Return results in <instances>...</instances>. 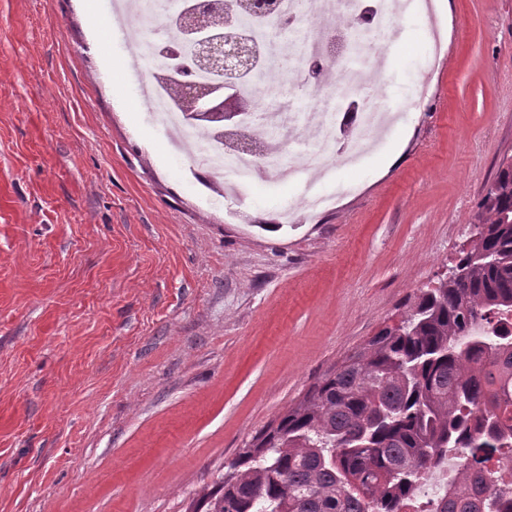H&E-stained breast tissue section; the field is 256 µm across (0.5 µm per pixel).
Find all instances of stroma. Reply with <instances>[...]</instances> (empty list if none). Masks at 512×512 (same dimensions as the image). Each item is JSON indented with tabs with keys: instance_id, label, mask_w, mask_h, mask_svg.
<instances>
[{
	"instance_id": "1",
	"label": "stroma",
	"mask_w": 512,
	"mask_h": 512,
	"mask_svg": "<svg viewBox=\"0 0 512 512\" xmlns=\"http://www.w3.org/2000/svg\"><path fill=\"white\" fill-rule=\"evenodd\" d=\"M399 161L278 227L204 195L93 0H0V512H186L471 247L512 156V0H450Z\"/></svg>"
}]
</instances>
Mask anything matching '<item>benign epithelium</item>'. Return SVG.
Here are the masks:
<instances>
[{
	"mask_svg": "<svg viewBox=\"0 0 512 512\" xmlns=\"http://www.w3.org/2000/svg\"><path fill=\"white\" fill-rule=\"evenodd\" d=\"M255 21L273 19L278 13V0H242ZM219 7L224 26L233 32L216 34L203 22L204 14ZM169 19L184 29L187 51L201 68L215 74L207 85H180L182 107L201 123H218L232 130L241 115L249 111L247 99L239 93L242 80L251 75L261 61V46L252 32L239 28V17L224 0H198L181 6Z\"/></svg>",
	"mask_w": 512,
	"mask_h": 512,
	"instance_id": "1",
	"label": "benign epithelium"
}]
</instances>
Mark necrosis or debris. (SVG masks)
<instances>
[{
	"instance_id": "necrosis-or-debris-1",
	"label": "necrosis or debris",
	"mask_w": 512,
	"mask_h": 512,
	"mask_svg": "<svg viewBox=\"0 0 512 512\" xmlns=\"http://www.w3.org/2000/svg\"><path fill=\"white\" fill-rule=\"evenodd\" d=\"M407 6L414 14L435 16L434 0H280L281 19L289 30L306 36L296 47L277 39V24H269L261 41L262 77L241 86L254 109L243 113L239 130L261 142L258 154L228 152L223 140L193 124L173 103L170 88L160 84L162 59L155 41L173 48L182 41L178 26L165 19L166 0H127L125 11L134 54L146 67L150 112L161 128L178 127L183 143L195 151L191 171L202 183L236 197L240 189L226 182L225 160L255 180L291 183L303 176L314 182L332 169L353 167L376 148L395 120L393 106L375 94L392 64L389 24ZM356 26L372 33V40L352 45L349 33ZM285 58L293 65L284 73L280 64ZM288 85L307 88L305 111L289 112L284 99ZM456 479L454 467L439 460L426 471L425 503L407 504L404 512H435Z\"/></svg>"
}]
</instances>
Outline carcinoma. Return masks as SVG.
<instances>
[{"instance_id": "cac0c4a2", "label": "carcinoma", "mask_w": 512, "mask_h": 512, "mask_svg": "<svg viewBox=\"0 0 512 512\" xmlns=\"http://www.w3.org/2000/svg\"><path fill=\"white\" fill-rule=\"evenodd\" d=\"M480 228L400 324L386 326L320 378L276 425L240 449L188 512H402L423 473L460 448L439 512H512L469 492L489 449L512 451V163L477 205Z\"/></svg>"}]
</instances>
